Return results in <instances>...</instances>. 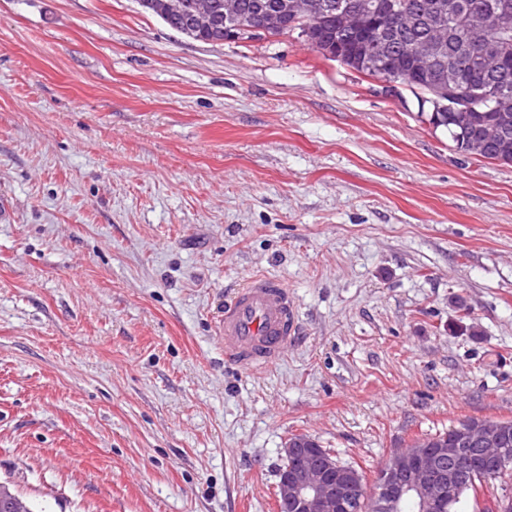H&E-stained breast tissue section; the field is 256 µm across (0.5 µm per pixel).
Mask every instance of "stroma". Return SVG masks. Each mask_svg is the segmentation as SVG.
Masks as SVG:
<instances>
[{
    "instance_id": "1",
    "label": "stroma",
    "mask_w": 512,
    "mask_h": 512,
    "mask_svg": "<svg viewBox=\"0 0 512 512\" xmlns=\"http://www.w3.org/2000/svg\"><path fill=\"white\" fill-rule=\"evenodd\" d=\"M0 482L36 512H277L283 448L374 480L512 419V166L297 35L0 0ZM297 333L225 361L253 276Z\"/></svg>"
}]
</instances>
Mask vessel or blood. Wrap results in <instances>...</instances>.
<instances>
[{"mask_svg":"<svg viewBox=\"0 0 512 512\" xmlns=\"http://www.w3.org/2000/svg\"><path fill=\"white\" fill-rule=\"evenodd\" d=\"M294 331L293 302L279 280L255 277L224 306V356L237 365L267 367L276 363Z\"/></svg>","mask_w":512,"mask_h":512,"instance_id":"1","label":"vessel or blood"}]
</instances>
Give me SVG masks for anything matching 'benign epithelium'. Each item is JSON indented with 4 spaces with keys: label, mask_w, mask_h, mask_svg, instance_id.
<instances>
[{
    "label": "benign epithelium",
    "mask_w": 512,
    "mask_h": 512,
    "mask_svg": "<svg viewBox=\"0 0 512 512\" xmlns=\"http://www.w3.org/2000/svg\"><path fill=\"white\" fill-rule=\"evenodd\" d=\"M157 10L168 27L196 39L203 32L211 41L224 42L245 19L239 0H139ZM336 16L337 31L344 37L361 33L376 17L389 31L398 14L396 5L382 0H278L274 5L252 7V30L268 35L283 30L288 21L306 22L314 13ZM501 15L495 9L469 8L465 12L467 40L457 42L460 54L469 51L470 40L497 32ZM448 37L425 39L411 50L413 67L432 73L442 83L459 84L464 73L446 64ZM494 111L501 123L485 128L473 140L486 145L503 135L512 112V94L496 93ZM452 440L426 436L413 448H395L381 468L380 480L371 487L356 468L344 466L309 437L295 436L283 448L287 465L277 486L278 512H351L363 497L374 501L377 512H401L403 503L417 500L420 512H438L449 484L461 480L474 467L494 473L503 467L502 445L512 437L511 419H471L453 429Z\"/></svg>",
    "instance_id": "1"
}]
</instances>
